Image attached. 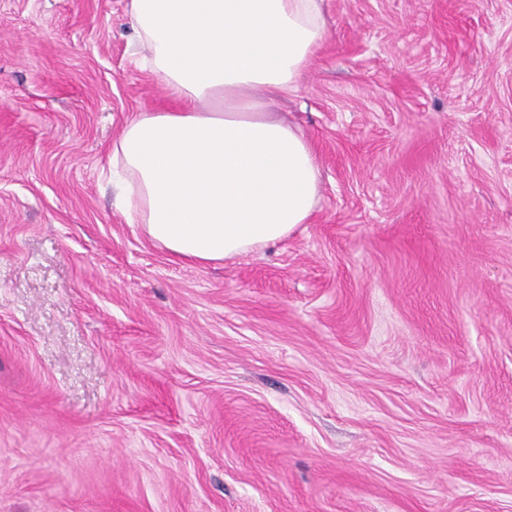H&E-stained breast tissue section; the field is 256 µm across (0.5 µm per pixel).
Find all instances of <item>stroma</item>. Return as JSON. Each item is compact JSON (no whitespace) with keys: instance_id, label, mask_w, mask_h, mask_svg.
<instances>
[{"instance_id":"1","label":"stroma","mask_w":512,"mask_h":512,"mask_svg":"<svg viewBox=\"0 0 512 512\" xmlns=\"http://www.w3.org/2000/svg\"><path fill=\"white\" fill-rule=\"evenodd\" d=\"M129 0H0V512H512V0H324L310 223L176 262L106 174Z\"/></svg>"}]
</instances>
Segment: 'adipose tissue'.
<instances>
[{"instance_id":"1","label":"adipose tissue","mask_w":512,"mask_h":512,"mask_svg":"<svg viewBox=\"0 0 512 512\" xmlns=\"http://www.w3.org/2000/svg\"><path fill=\"white\" fill-rule=\"evenodd\" d=\"M323 0H130L146 67L179 101L141 112L112 146L128 219L173 259L273 246L309 223L315 153L270 95L296 93L326 30Z\"/></svg>"}]
</instances>
